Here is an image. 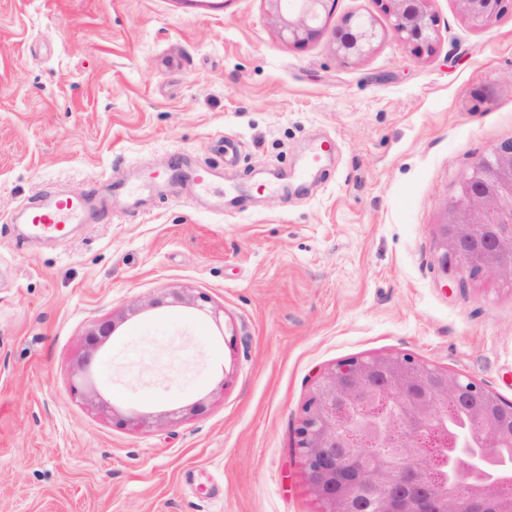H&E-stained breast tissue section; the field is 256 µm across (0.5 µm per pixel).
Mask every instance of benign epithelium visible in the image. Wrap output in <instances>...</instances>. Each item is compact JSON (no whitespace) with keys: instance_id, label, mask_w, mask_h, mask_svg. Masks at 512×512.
Returning a JSON list of instances; mask_svg holds the SVG:
<instances>
[{"instance_id":"obj_1","label":"benign epithelium","mask_w":512,"mask_h":512,"mask_svg":"<svg viewBox=\"0 0 512 512\" xmlns=\"http://www.w3.org/2000/svg\"><path fill=\"white\" fill-rule=\"evenodd\" d=\"M282 39L322 40L335 0H266ZM391 33L418 49L437 39L430 0H381ZM471 25L495 18L503 0H458ZM382 38L369 18L348 19L331 49L360 59ZM441 272L459 289L476 275L512 285V141L479 157L459 183L441 225ZM117 322L84 338L87 369ZM147 431L149 415L118 420ZM293 451L322 512H512V400L477 380L409 354L350 358L320 374L302 406Z\"/></svg>"}]
</instances>
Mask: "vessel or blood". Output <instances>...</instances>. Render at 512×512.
<instances>
[{
	"label": "vessel or blood",
	"instance_id": "vessel-or-blood-1",
	"mask_svg": "<svg viewBox=\"0 0 512 512\" xmlns=\"http://www.w3.org/2000/svg\"><path fill=\"white\" fill-rule=\"evenodd\" d=\"M158 177L163 183L177 184L189 182L204 189L211 184V173L204 167H183L179 156H170L166 165L159 169ZM152 182L130 184L125 178L113 176L103 182L102 188L92 189L82 196L59 194L52 196L27 212V222L35 235L59 237L66 235L71 225L88 224L98 220L104 211V194L113 189H121L140 196L152 190Z\"/></svg>",
	"mask_w": 512,
	"mask_h": 512
}]
</instances>
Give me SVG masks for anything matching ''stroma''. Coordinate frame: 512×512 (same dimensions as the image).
Wrapping results in <instances>:
<instances>
[{"label": "stroma", "instance_id": "stroma-1", "mask_svg": "<svg viewBox=\"0 0 512 512\" xmlns=\"http://www.w3.org/2000/svg\"><path fill=\"white\" fill-rule=\"evenodd\" d=\"M429 8L433 50L344 61L287 45L265 0H0V512H321L291 434L348 358L512 400V286L437 262L458 182L512 140V0L480 28ZM174 152L210 189L113 194L64 240L14 221ZM171 288L208 301L150 307ZM112 315L90 376L115 411L206 414L143 433L72 396ZM117 322L112 318L107 317L99 320L84 338V350L79 357V365L88 369L95 358L96 353L103 348L106 343L111 339L116 330Z\"/></svg>", "mask_w": 512, "mask_h": 512}]
</instances>
